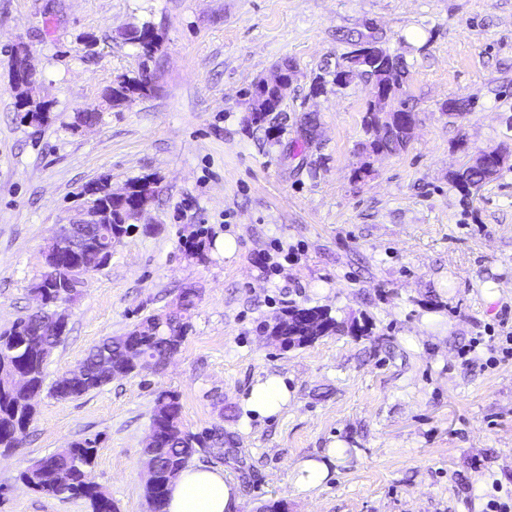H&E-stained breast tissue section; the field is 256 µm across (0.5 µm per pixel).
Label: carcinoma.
Masks as SVG:
<instances>
[{
	"instance_id": "obj_1",
	"label": "carcinoma",
	"mask_w": 512,
	"mask_h": 512,
	"mask_svg": "<svg viewBox=\"0 0 512 512\" xmlns=\"http://www.w3.org/2000/svg\"><path fill=\"white\" fill-rule=\"evenodd\" d=\"M142 37L131 38L129 42L138 46L147 56L154 54L159 47L152 45L150 33L153 28L145 23ZM342 41L348 46L336 67L346 69L347 77L342 85L350 84L354 76H367L371 84L392 81L402 84L407 73L403 59L392 55L383 45L378 32L350 31L342 35ZM364 44L371 45L370 64L366 65L356 56ZM132 79L117 82L107 89L105 99L109 107H119L132 100ZM407 135H395L389 129L374 134L370 148L374 151L396 153L404 148ZM488 168L481 165H469L451 175V182L466 192L473 185H483L489 177ZM156 179L145 176L130 181L134 195L151 204L156 197ZM123 212L112 208V223L101 224L94 228L86 241L84 251L80 253L81 264L85 271L97 270L107 263L99 258L109 232L123 231ZM207 240L205 232H197L188 242L187 251L201 260L205 259ZM43 293L49 304L18 319L13 325L0 332V447L13 448L18 443L17 431L26 428L35 413V403L28 400L22 391L12 389L14 370L23 368L35 388H43L45 370L53 350L61 336H47L42 333V325L50 314V302L63 297L74 298L77 289L75 279L64 266H56L54 271L40 277ZM200 295L192 287L179 290L173 309L168 312L147 316L141 319L127 333L110 336L93 345L82 360L84 372L81 378L64 389L51 388L52 396L58 399H72L97 389L112 381V377L127 376L136 370L135 360L146 359L161 365L168 355L179 349L186 339L191 312L197 306ZM304 308L294 306L268 329V335L282 338L283 345L302 347L313 343L321 336L341 329L342 323L330 316L328 311L311 307V322L314 327L303 324L301 313ZM150 431L156 440L143 448V452L152 456L155 462L157 483L145 487V496L152 512H165L167 495L159 492V483L166 480V473L181 471L192 456L200 449L224 451V431L208 430L193 433L182 422V404L179 395L172 391L158 393L151 415ZM96 453L95 442L89 439L77 441L51 454L28 467L21 478L29 479V474L40 470L44 481L34 485V490L47 495L70 498H84L89 501L92 512H115L112 497L91 478V468ZM65 473L61 480L52 478L55 469Z\"/></svg>"
}]
</instances>
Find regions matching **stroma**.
I'll list each match as a JSON object with an SVG mask.
<instances>
[{
  "mask_svg": "<svg viewBox=\"0 0 512 512\" xmlns=\"http://www.w3.org/2000/svg\"><path fill=\"white\" fill-rule=\"evenodd\" d=\"M374 23L409 69L407 145L374 153L357 77L315 96L314 77L346 51L343 33ZM151 24L148 61L125 39ZM26 48L35 98L52 120L16 110L10 69ZM292 61L272 132L248 123L249 92ZM146 75V96L108 109L106 88ZM470 97L449 115L443 104ZM96 110L90 127L75 113ZM318 117L311 148L296 127ZM488 147L512 150V0H0V329L28 313L43 250L85 202L154 175L148 231L114 244L68 307L47 389L13 448H0V512H90L82 499L29 489L32 462L96 442L92 478L116 512H149L142 448L157 394L178 392L184 426L224 431L223 467L246 512H487L493 483L512 489V167L479 193L449 177ZM204 231L206 262L185 242ZM233 237L237 249L220 247ZM499 293L488 300L489 284ZM198 288L191 328L162 369L147 366L69 400L48 392L89 348ZM296 305L323 307L342 331L279 349L267 328ZM286 379L282 415L244 421L259 377ZM345 448L328 479L300 491L292 469Z\"/></svg>",
  "mask_w": 512,
  "mask_h": 512,
  "instance_id": "35a3bbf8",
  "label": "stroma"
}]
</instances>
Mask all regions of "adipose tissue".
Returning <instances> with one entry per match:
<instances>
[{
	"instance_id": "1",
	"label": "adipose tissue",
	"mask_w": 512,
	"mask_h": 512,
	"mask_svg": "<svg viewBox=\"0 0 512 512\" xmlns=\"http://www.w3.org/2000/svg\"><path fill=\"white\" fill-rule=\"evenodd\" d=\"M291 392L278 375L258 379L241 405L244 420L279 415ZM243 499L236 481L223 469L193 465L183 469L169 486L167 512H242Z\"/></svg>"
}]
</instances>
